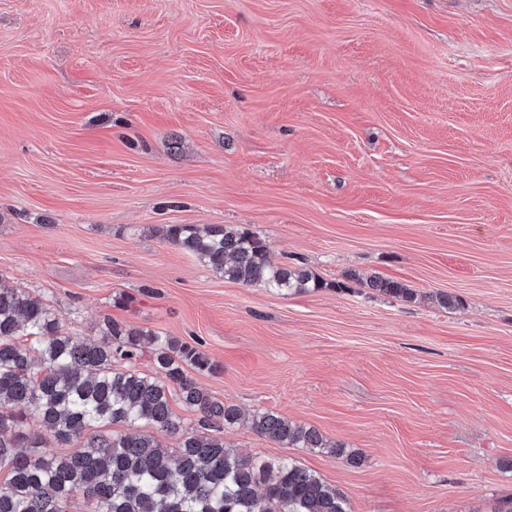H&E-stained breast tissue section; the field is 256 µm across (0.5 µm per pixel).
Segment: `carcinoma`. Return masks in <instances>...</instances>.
Here are the masks:
<instances>
[{
    "instance_id": "cac0c4a2",
    "label": "carcinoma",
    "mask_w": 512,
    "mask_h": 512,
    "mask_svg": "<svg viewBox=\"0 0 512 512\" xmlns=\"http://www.w3.org/2000/svg\"><path fill=\"white\" fill-rule=\"evenodd\" d=\"M158 232L242 286L285 295L321 287L233 225L164 224ZM357 281L406 302L417 297L399 281ZM146 353L151 375L134 367ZM217 370L197 346L113 320L96 340L68 335L49 305L0 282V512H68L76 493L94 512H350L316 472L288 459L259 463L227 447L221 433L246 423L283 448H326L353 466L360 453L274 411L244 417L191 377ZM174 402L196 419L179 416ZM30 420L50 439L27 430ZM156 431L176 437L177 447H161ZM53 445L79 449L57 454Z\"/></svg>"
}]
</instances>
